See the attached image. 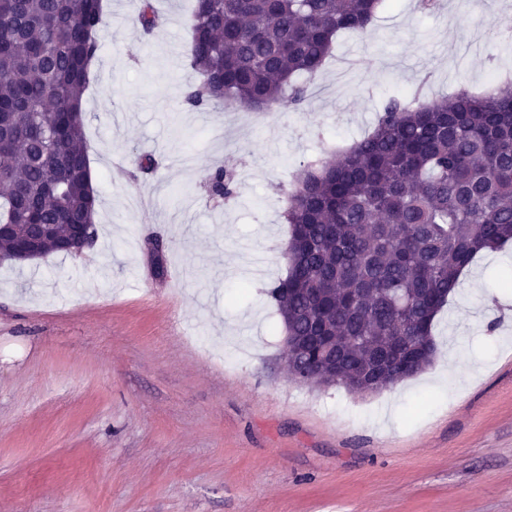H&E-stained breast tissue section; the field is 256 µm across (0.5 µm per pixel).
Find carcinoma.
<instances>
[{"instance_id": "1", "label": "carcinoma", "mask_w": 512, "mask_h": 512, "mask_svg": "<svg viewBox=\"0 0 512 512\" xmlns=\"http://www.w3.org/2000/svg\"><path fill=\"white\" fill-rule=\"evenodd\" d=\"M381 0H196L183 103L299 105L342 31L365 32ZM141 0L136 26L161 25ZM102 0H0V262L38 221L42 254L92 223L83 101L100 52ZM212 191L237 194L222 168ZM283 216L288 273L269 294L298 342L288 368L324 358L318 386L378 392L427 367L435 318L482 251L512 242V83L409 106L392 99L374 131L301 165Z\"/></svg>"}]
</instances>
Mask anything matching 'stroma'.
I'll use <instances>...</instances> for the list:
<instances>
[{"instance_id": "obj_1", "label": "stroma", "mask_w": 512, "mask_h": 512, "mask_svg": "<svg viewBox=\"0 0 512 512\" xmlns=\"http://www.w3.org/2000/svg\"><path fill=\"white\" fill-rule=\"evenodd\" d=\"M126 2L117 18L106 0L84 99L95 240L0 265V512H512V245L478 255L437 319L436 362L485 370L444 395L296 381L267 294L300 162L371 133L403 90L512 79V0H384L300 77L301 105L257 115L184 105L193 0H152L148 37ZM215 167L235 197L211 195Z\"/></svg>"}]
</instances>
